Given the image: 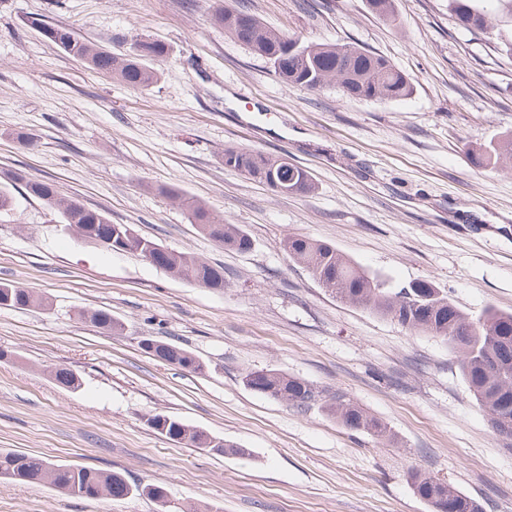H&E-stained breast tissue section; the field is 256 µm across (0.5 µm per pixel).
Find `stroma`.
Wrapping results in <instances>:
<instances>
[{
	"instance_id": "1",
	"label": "stroma",
	"mask_w": 512,
	"mask_h": 512,
	"mask_svg": "<svg viewBox=\"0 0 512 512\" xmlns=\"http://www.w3.org/2000/svg\"><path fill=\"white\" fill-rule=\"evenodd\" d=\"M304 42L357 44L414 84L402 101L353 100L281 83L270 64L209 22L214 0H0V281L46 299L0 308V450L124 471L165 487L172 506L218 512H430L416 468L512 512V447L492 430L439 339L346 303L281 247L290 235L335 245L400 284L426 279L464 311H512V171L475 167L469 149L512 132V22L457 25L448 0H397L396 19L365 0H227ZM33 15L124 53L167 43L160 79L135 90L101 77L30 30ZM237 146L309 171L306 195L278 194L224 167ZM53 181L62 197L224 269L201 288L145 258L61 229L8 171ZM205 201L250 235L249 252L198 232L162 197ZM111 312L120 330L87 319ZM153 337L203 364L156 360ZM66 367L80 380L52 379ZM275 369L320 395L358 403L386 427L350 430L321 405L300 410L243 383ZM167 415L246 448L219 455L148 424ZM0 512H159L143 496L71 497L0 478Z\"/></svg>"
}]
</instances>
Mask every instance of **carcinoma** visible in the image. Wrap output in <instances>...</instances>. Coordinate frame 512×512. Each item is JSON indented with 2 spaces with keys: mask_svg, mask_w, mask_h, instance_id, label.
<instances>
[{
  "mask_svg": "<svg viewBox=\"0 0 512 512\" xmlns=\"http://www.w3.org/2000/svg\"><path fill=\"white\" fill-rule=\"evenodd\" d=\"M368 10L384 21L394 17V0H366ZM448 10L456 22L476 33L483 32L499 15L512 17V0H448ZM210 22L267 60L284 84L316 92L333 85L347 98L402 101L414 91L410 77L388 58L362 47L347 44L302 43L263 24L246 9L221 3L210 14ZM27 25L65 53L82 60L97 74L110 76L135 89L156 83L159 71L154 63L170 55V47L161 40L135 39L137 49L121 57L102 45L81 39L73 29L47 23L31 16ZM476 165L493 169L512 168V135L494 145L472 151ZM224 167L259 181L276 193L308 194L315 189L310 173L282 157L228 146L224 148ZM24 184L28 195L55 208L65 224H86L100 236L112 235V250L153 255V265L200 287H224V268L201 261L184 252L164 247L136 233L128 224H114L106 215L78 201H65L56 185L44 179L30 178L20 172L10 175ZM161 192L184 209L190 223L215 242L237 252H247L252 243L237 224L224 221L199 200L172 189ZM288 256L302 263L317 283L342 301L372 313L389 317L401 326L441 339L456 353L460 372L479 408L488 417L493 430L506 440L512 439V311L487 307L476 318L461 310L448 293L431 280H414L397 289L386 280L342 254L330 243L303 235L283 241ZM0 295L10 296L9 306L25 308L41 304L29 290L0 282ZM160 361L189 372L201 370L199 358L178 345L146 338ZM61 386L76 389L77 375L66 367L52 371ZM244 384L252 391L306 408L319 401V393L305 380L277 370L250 372ZM324 408L346 428L382 437L385 427L354 401L338 394ZM150 425L171 441L195 448L209 444L220 454L245 456L248 450L192 426L185 421L157 415ZM0 477L21 482H42L66 495L86 499H122L142 495L140 485L132 484L120 471H104L51 459L27 452H0ZM409 480L414 494L430 506L431 512H484L476 499L429 473L413 470Z\"/></svg>",
  "mask_w": 512,
  "mask_h": 512,
  "instance_id": "1",
  "label": "carcinoma"
}]
</instances>
